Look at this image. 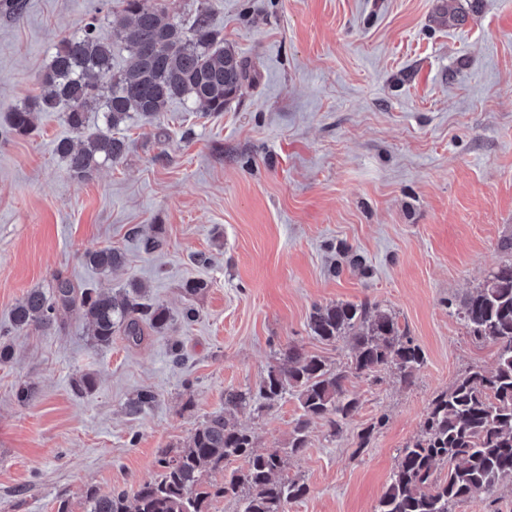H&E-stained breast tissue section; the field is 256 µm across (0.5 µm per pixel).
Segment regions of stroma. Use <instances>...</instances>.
<instances>
[{
	"label": "stroma",
	"mask_w": 512,
	"mask_h": 512,
	"mask_svg": "<svg viewBox=\"0 0 512 512\" xmlns=\"http://www.w3.org/2000/svg\"><path fill=\"white\" fill-rule=\"evenodd\" d=\"M110 7L25 0L0 12V330L27 290L59 276L113 290L135 280L172 314L189 305L197 317L106 349L72 309L11 335L0 512H57L63 500L84 512L87 492H134L157 476L162 449L223 409L226 390H257L281 348L345 366L347 344L308 328L314 305L338 301L394 312L425 361L409 385L389 369L351 378L357 413L334 437L314 422L288 463L309 487L288 512H374L431 400L496 362L458 311L512 259V0H207L250 69L241 95L218 114L176 100L159 122L131 119L117 131L122 161L81 181L54 152L72 134L62 113H39L27 136L6 133V117L39 94L62 36ZM148 235L160 251H141ZM100 247L124 265L87 264ZM193 280L206 287L186 294ZM87 373L94 390L76 392ZM24 384L36 389L26 402ZM144 388L156 403L130 413ZM299 415L290 395L231 418L266 450L287 446Z\"/></svg>",
	"instance_id": "1"
}]
</instances>
